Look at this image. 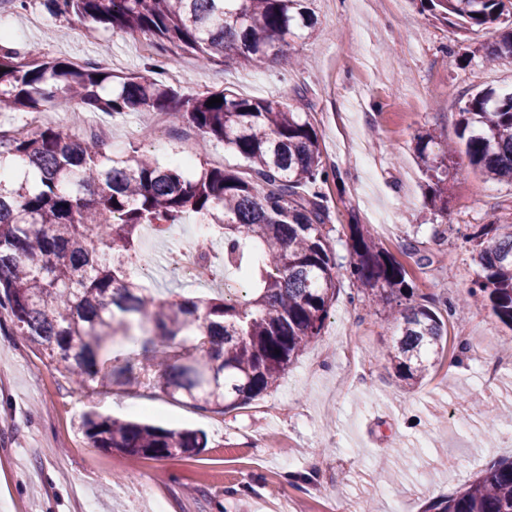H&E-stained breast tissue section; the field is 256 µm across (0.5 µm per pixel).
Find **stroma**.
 <instances>
[{"label":"stroma","mask_w":512,"mask_h":512,"mask_svg":"<svg viewBox=\"0 0 512 512\" xmlns=\"http://www.w3.org/2000/svg\"><path fill=\"white\" fill-rule=\"evenodd\" d=\"M311 8L317 23L286 60L222 67L183 54L161 79L182 94L228 89L309 113L323 162L340 177L324 188L334 225H367L402 258L418 295L460 298L480 266L456 230L512 224V184L486 180L457 155L448 208L436 211L415 145L426 134L456 140L459 112L478 91L512 92V59L485 60L501 26L456 39L412 0H313ZM0 27L21 53L91 61L116 75L168 57L140 35L53 17L42 0L25 10L0 0ZM58 110L61 129H98L117 156L138 150L166 164L185 152L213 167H243L223 144L185 141L179 124L155 146L138 136L140 113ZM197 222L191 214L166 234L141 237V281L158 298L214 296L161 261L185 246ZM412 243L428 257L425 267L407 257ZM349 291L342 285L321 336L272 389L224 414L171 402L145 383L87 397L10 334L0 309V512H331L348 498L371 512H431L492 461L512 458L503 444L512 429L494 425L512 412V356L502 349L512 330L484 309L449 322L445 354L408 391L387 361L391 330L350 304ZM493 366L499 386L490 393L481 379ZM91 404L125 419L147 407L156 424L204 431L209 446L198 458L162 462L89 447L79 416Z\"/></svg>","instance_id":"35a3bbf8"}]
</instances>
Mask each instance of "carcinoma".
I'll use <instances>...</instances> for the list:
<instances>
[{
	"label": "carcinoma",
	"mask_w": 512,
	"mask_h": 512,
	"mask_svg": "<svg viewBox=\"0 0 512 512\" xmlns=\"http://www.w3.org/2000/svg\"><path fill=\"white\" fill-rule=\"evenodd\" d=\"M307 0H47L54 16H76L148 37L176 61L260 67L284 56L314 26ZM454 34L512 21V0H420ZM512 57V29L488 59ZM219 97L210 107L206 102ZM108 115L166 113L203 144L222 142L243 171L178 166L137 155L112 157L95 134L52 127L0 133V308L12 334L34 345L79 390L102 394L146 379L169 399L225 413L268 392L322 333L340 289L368 314L387 312L394 338L387 361L410 389L445 351L448 319L479 302L512 329V224L463 233L480 273L445 310L412 301L404 264L364 224H349L348 261L337 262L320 138L306 112L232 91L185 95L149 74L48 60L0 48V112L60 104ZM458 148L487 179L512 184V93H477L459 112ZM416 152L435 179L430 204L448 206V146L420 136ZM187 214L221 231L224 271L253 284L242 298L160 300L138 278L140 237L164 233ZM139 347L146 368L114 346ZM280 353H275V350ZM80 425L90 447L143 459L196 456L207 436L145 421L118 420L88 407ZM436 512H512V459L490 463L470 484L432 504Z\"/></svg>",
	"instance_id": "obj_1"
}]
</instances>
